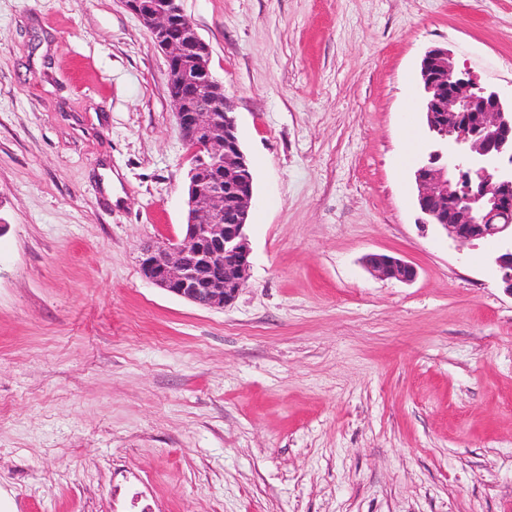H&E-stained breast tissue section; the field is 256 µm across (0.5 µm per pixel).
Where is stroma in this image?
Segmentation results:
<instances>
[{
	"instance_id": "stroma-1",
	"label": "stroma",
	"mask_w": 512,
	"mask_h": 512,
	"mask_svg": "<svg viewBox=\"0 0 512 512\" xmlns=\"http://www.w3.org/2000/svg\"><path fill=\"white\" fill-rule=\"evenodd\" d=\"M181 7L254 174L221 310L140 272L190 165L148 30L0 0V512H512V293L418 225L407 97L436 46L512 89V0ZM366 263L373 274L381 279H395L407 283L417 276V270L412 264L393 256L370 254Z\"/></svg>"
}]
</instances>
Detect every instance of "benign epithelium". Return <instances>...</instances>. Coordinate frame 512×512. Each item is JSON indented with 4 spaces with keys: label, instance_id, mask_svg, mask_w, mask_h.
Masks as SVG:
<instances>
[{
    "label": "benign epithelium",
    "instance_id": "7a95c632",
    "mask_svg": "<svg viewBox=\"0 0 512 512\" xmlns=\"http://www.w3.org/2000/svg\"><path fill=\"white\" fill-rule=\"evenodd\" d=\"M165 53L167 78L193 95L170 97L178 130L191 150L183 236L141 248L144 279L199 307L222 310L245 286L250 249L245 227L253 175L241 150L233 102L209 69V48L180 0H121ZM427 161L415 171L417 200L428 223L449 239L495 238L491 257L512 293V99L459 69L444 48L429 50L421 70ZM381 279L411 282L416 268L385 254L366 259Z\"/></svg>",
    "mask_w": 512,
    "mask_h": 512
}]
</instances>
